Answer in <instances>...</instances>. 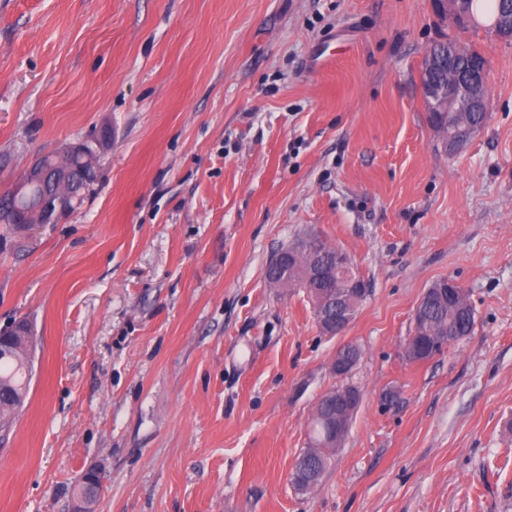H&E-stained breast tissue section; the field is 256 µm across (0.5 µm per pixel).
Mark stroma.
I'll list each match as a JSON object with an SVG mask.
<instances>
[{"mask_svg": "<svg viewBox=\"0 0 512 512\" xmlns=\"http://www.w3.org/2000/svg\"><path fill=\"white\" fill-rule=\"evenodd\" d=\"M451 37L489 102L452 151L422 86ZM90 137L73 213L0 224V330L34 334L0 512H77L91 472L90 512H512V39L434 0H0V192ZM308 234L370 289L340 336L266 277ZM444 278L473 331L408 361ZM345 383L348 434L297 493ZM321 401H325L328 406H334L336 408V432H342L344 430V424L339 414L343 410L352 409L358 401V397L352 391L349 392H336V395L322 396ZM328 417H331L330 414L325 410L323 402H320L312 418L308 446L299 453L293 466L292 477L306 484L312 482L311 489L324 478L330 458L340 446H334L328 439Z\"/></svg>", "mask_w": 512, "mask_h": 512, "instance_id": "obj_1", "label": "stroma"}]
</instances>
